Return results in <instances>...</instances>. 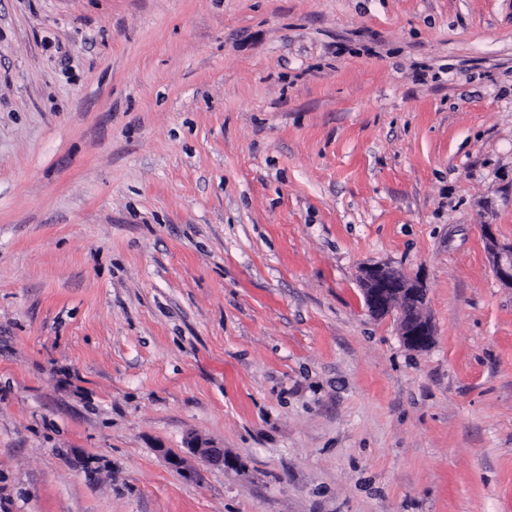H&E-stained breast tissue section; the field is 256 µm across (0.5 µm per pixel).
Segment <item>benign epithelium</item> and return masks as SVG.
<instances>
[{
  "mask_svg": "<svg viewBox=\"0 0 512 512\" xmlns=\"http://www.w3.org/2000/svg\"><path fill=\"white\" fill-rule=\"evenodd\" d=\"M488 253L498 280L512 288V242L498 241L491 225H484ZM360 283L367 311L375 316H392L400 324L406 345L424 351L433 341L430 321L423 314L426 290L413 277L372 265L361 270ZM192 455L211 464L226 465L224 450L193 440L188 445Z\"/></svg>",
  "mask_w": 512,
  "mask_h": 512,
  "instance_id": "1",
  "label": "benign epithelium"
}]
</instances>
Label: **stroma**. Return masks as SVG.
I'll list each match as a JSON object with an SVG mask.
<instances>
[{
    "instance_id": "35a3bbf8",
    "label": "stroma",
    "mask_w": 512,
    "mask_h": 512,
    "mask_svg": "<svg viewBox=\"0 0 512 512\" xmlns=\"http://www.w3.org/2000/svg\"><path fill=\"white\" fill-rule=\"evenodd\" d=\"M487 224L512 0H0V512H512ZM360 283L370 314L396 317L409 348L417 351L429 348L433 331L423 314L426 290L417 279L372 265L361 270Z\"/></svg>"
}]
</instances>
